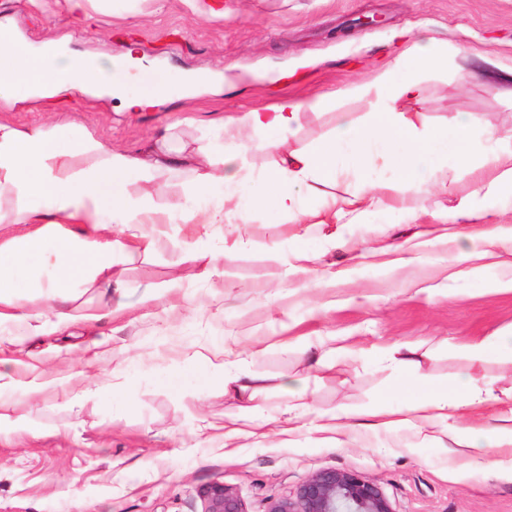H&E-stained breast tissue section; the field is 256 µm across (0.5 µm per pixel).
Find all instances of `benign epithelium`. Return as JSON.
I'll list each match as a JSON object with an SVG mask.
<instances>
[{"instance_id":"obj_1","label":"benign epithelium","mask_w":512,"mask_h":512,"mask_svg":"<svg viewBox=\"0 0 512 512\" xmlns=\"http://www.w3.org/2000/svg\"><path fill=\"white\" fill-rule=\"evenodd\" d=\"M200 496L203 512H245L224 484L213 482ZM269 512H391L388 500L372 481L354 473L325 469L305 480L293 499L273 503Z\"/></svg>"}]
</instances>
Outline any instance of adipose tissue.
Returning <instances> with one entry per match:
<instances>
[{
    "label": "adipose tissue",
    "instance_id": "obj_1",
    "mask_svg": "<svg viewBox=\"0 0 512 512\" xmlns=\"http://www.w3.org/2000/svg\"><path fill=\"white\" fill-rule=\"evenodd\" d=\"M398 55L371 78L343 90L367 102L364 114L340 112L336 98L319 94L306 100L288 96L225 116L221 151L204 145L193 154L175 150L161 135L137 154L112 148L86 134L66 137L58 123L20 128L0 120V226L28 224L31 232L0 234V328L31 325L37 316L18 310L22 289H30L51 312L55 329L99 321L96 308H66L75 289L112 287V271L151 254L164 224H248L271 218L293 224H340L355 220L375 205L383 192L394 193L400 211L415 219L419 194L448 190V175L475 173L474 188L461 198L456 219L482 221L476 237L499 242L501 225L483 222L481 201L503 188L512 189V134L480 124L469 112L449 124L429 122L420 105L424 74L442 67L448 48L406 31ZM406 77H399L400 69ZM97 59L66 52L49 41L36 50L0 25V99L37 93L70 97L96 89L122 96L118 85L104 84ZM335 112L332 133L317 144L291 150L285 143L307 113ZM265 136L273 155L270 166L249 171L242 160V131ZM180 178L185 204L165 199L168 179ZM351 184L349 197L336 198L339 181ZM212 198L205 216L189 200ZM397 411L367 408L316 414L312 431L347 429L354 417L377 426L404 424L416 432L435 429L453 434L463 452L499 451L497 466L512 469V391L468 372L451 387L428 388L419 377L399 380ZM490 413L489 425L457 429L465 416Z\"/></svg>",
    "mask_w": 512,
    "mask_h": 512
}]
</instances>
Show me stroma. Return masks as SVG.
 Returning a JSON list of instances; mask_svg holds the SVG:
<instances>
[{
    "instance_id": "obj_1",
    "label": "stroma",
    "mask_w": 512,
    "mask_h": 512,
    "mask_svg": "<svg viewBox=\"0 0 512 512\" xmlns=\"http://www.w3.org/2000/svg\"><path fill=\"white\" fill-rule=\"evenodd\" d=\"M215 2L223 16L207 17ZM0 22L33 46L54 38L96 57L129 97L156 72L175 83L222 82L220 93L135 112L107 96L0 99L2 120L31 126L62 113L121 150L165 132L187 152L222 145L224 115L278 92L304 99L366 80L394 57L393 32L407 28L448 45L447 74L429 82L421 104L433 123L469 112L512 131V96L491 79L460 78L467 49L512 68V0H89L77 12L71 0H0ZM471 191L462 178L447 195L420 196L413 224L388 195L358 224H174L111 297L80 295L102 313L96 326L0 335V360L15 379L38 369L66 380L35 397L0 393V413L40 426L0 431V512H202L199 490L214 481L245 512H268L324 469L371 480L392 512H512V470L403 425L359 427L341 448L304 428L228 448L204 429L228 414L277 417L292 382L324 413L397 404V373L364 355L395 343L414 349L430 382L449 386L474 368L511 389L512 363L474 367L462 351L512 332V241L457 260L455 232L475 227L455 224L453 209ZM179 241L219 254L210 275L181 261ZM297 248L317 255L331 285L302 287L292 273ZM228 349L250 351L248 369L267 378L260 408L225 396ZM86 387L94 398L76 399Z\"/></svg>"
}]
</instances>
